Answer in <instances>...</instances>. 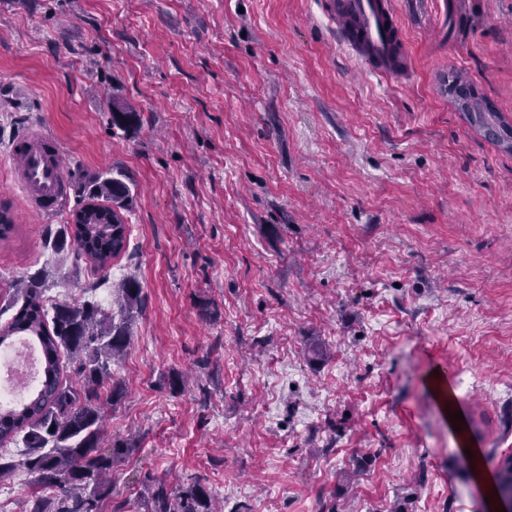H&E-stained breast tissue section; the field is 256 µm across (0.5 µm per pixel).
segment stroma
I'll return each mask as SVG.
<instances>
[{"mask_svg":"<svg viewBox=\"0 0 512 512\" xmlns=\"http://www.w3.org/2000/svg\"><path fill=\"white\" fill-rule=\"evenodd\" d=\"M331 2L0 0V309L35 276L49 303L91 297L118 320L119 287L141 288L104 418L132 452L101 512H147L156 480L200 483L222 512H495L512 154L448 87L512 119V0H390L395 78L347 47ZM33 124L70 185L50 220L13 181L9 145ZM112 176L131 234L97 270L52 242L81 186ZM23 451L0 445L18 463L0 512L35 490Z\"/></svg>","mask_w":512,"mask_h":512,"instance_id":"35a3bbf8","label":"stroma"}]
</instances>
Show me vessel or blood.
<instances>
[{
  "label": "vessel or blood",
  "instance_id": "b4317fda",
  "mask_svg": "<svg viewBox=\"0 0 512 512\" xmlns=\"http://www.w3.org/2000/svg\"><path fill=\"white\" fill-rule=\"evenodd\" d=\"M336 16L350 47L363 59L385 74L402 72L407 51L389 0H342ZM10 152L32 212L45 217L59 213L69 191L59 142L45 132L27 130L12 142Z\"/></svg>",
  "mask_w": 512,
  "mask_h": 512
}]
</instances>
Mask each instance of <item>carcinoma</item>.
Returning <instances> with one entry per match:
<instances>
[{"mask_svg": "<svg viewBox=\"0 0 512 512\" xmlns=\"http://www.w3.org/2000/svg\"><path fill=\"white\" fill-rule=\"evenodd\" d=\"M470 111L465 121L476 132L492 129L488 140L512 152V123L472 92L459 91ZM112 202V224H68L56 247L71 248L79 258L104 269L122 254L129 227L122 211L130 205L128 185L119 178L94 179L86 198ZM121 297L127 313L139 309L141 288L137 281L122 284ZM11 306L15 313L0 325V347L16 336H25L41 351L43 378L33 394L13 406L0 404V444L23 435L27 451L22 465L35 479L37 491L26 512H98V504L112 495L108 475L130 449L116 444L100 448L104 418L102 398L118 399L121 387L107 389L112 358L130 343L126 322H114L98 302L87 300L54 304L47 310L43 289L33 278L15 288ZM69 365H64L63 360ZM72 369L75 382L64 377ZM496 487L512 499V455L499 461L494 473ZM148 512H216L210 496L199 484L175 493L166 482H154Z\"/></svg>", "mask_w": 512, "mask_h": 512, "instance_id": "obj_1", "label": "carcinoma"}]
</instances>
